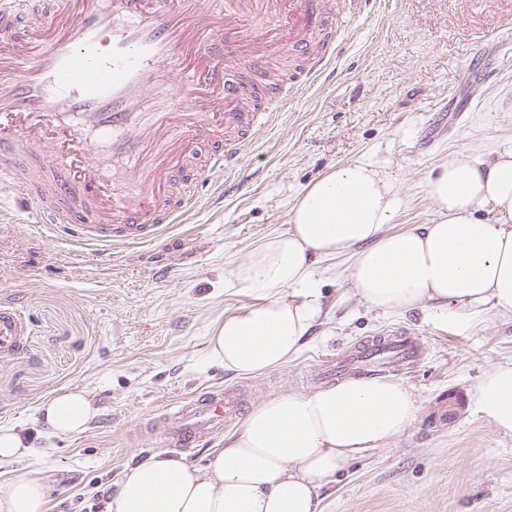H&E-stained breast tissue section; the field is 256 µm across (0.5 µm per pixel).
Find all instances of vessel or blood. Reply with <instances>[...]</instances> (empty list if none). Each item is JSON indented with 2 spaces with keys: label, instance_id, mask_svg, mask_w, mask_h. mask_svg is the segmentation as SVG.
Returning a JSON list of instances; mask_svg holds the SVG:
<instances>
[{
  "label": "vessel or blood",
  "instance_id": "obj_1",
  "mask_svg": "<svg viewBox=\"0 0 512 512\" xmlns=\"http://www.w3.org/2000/svg\"><path fill=\"white\" fill-rule=\"evenodd\" d=\"M326 0H0V182L49 216L81 248L111 254L159 238L191 197L177 175L230 167L264 118L246 86L228 79L241 58L260 67L270 44L302 58L294 76L316 75ZM167 101L143 109L146 88ZM220 142L198 159L191 144ZM21 319L0 307V358L17 352ZM414 355L380 338L366 353ZM240 400L192 395L162 432L176 447L209 439L234 421Z\"/></svg>",
  "mask_w": 512,
  "mask_h": 512
}]
</instances>
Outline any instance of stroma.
Returning a JSON list of instances; mask_svg holds the SVG:
<instances>
[{"label":"stroma","mask_w":512,"mask_h":512,"mask_svg":"<svg viewBox=\"0 0 512 512\" xmlns=\"http://www.w3.org/2000/svg\"><path fill=\"white\" fill-rule=\"evenodd\" d=\"M336 55L323 75L267 103L272 119L247 139L216 194L193 179L197 205L157 242L98 261L0 189V303L27 325L20 352L0 359V425L36 450L20 459L49 486L48 512H106L121 471L158 451L206 464L226 425L190 448L158 426L184 398L222 388L244 409L282 392L328 385L323 370L389 333L419 343L413 362L385 376L412 391L415 422L358 454L323 490V512H512V434L473 404L443 420L448 395H468L495 362L512 359V316L489 311L460 327L433 310L384 315L348 296V259L318 264L321 311L298 356L251 378L224 371L207 343L224 315L254 299L228 271L262 237L284 229L304 188L332 167L365 158L402 184L397 222L429 223L427 182L466 146L487 155L512 136V0H368L330 30ZM77 387L97 416L69 438L50 435L40 406Z\"/></svg>","instance_id":"stroma-1"}]
</instances>
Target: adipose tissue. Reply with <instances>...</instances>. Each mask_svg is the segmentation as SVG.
<instances>
[{"mask_svg": "<svg viewBox=\"0 0 512 512\" xmlns=\"http://www.w3.org/2000/svg\"><path fill=\"white\" fill-rule=\"evenodd\" d=\"M435 219L395 228L401 184L387 166L358 160L310 182L290 222L258 241L230 271L255 298L224 317L209 357L252 377L286 365L320 312L309 283L325 258L351 261L350 295L384 314L435 309L458 324L493 310L512 314V137L487 156L458 149L428 182ZM474 405L512 433V359L472 386ZM52 434L84 431L97 413L79 389L42 407ZM412 393L389 377H350L283 392L251 407L203 466L156 453L127 466L107 512H322L321 492L357 454L380 448L414 422ZM49 487L32 471L0 482V512H47Z\"/></svg>", "mask_w": 512, "mask_h": 512, "instance_id": "1", "label": "adipose tissue"}]
</instances>
